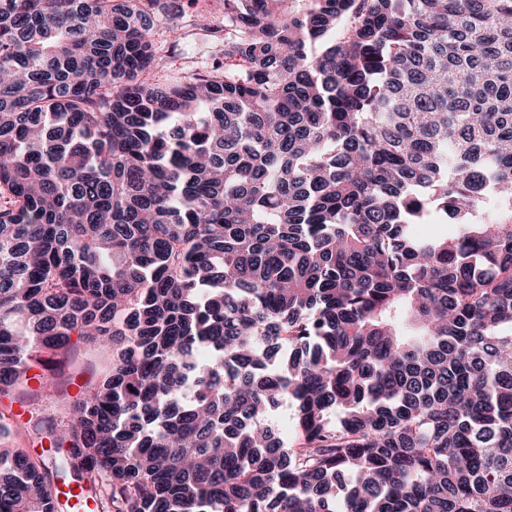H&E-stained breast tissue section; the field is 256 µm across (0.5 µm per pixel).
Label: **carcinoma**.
<instances>
[{"label":"carcinoma","instance_id":"cac0c4a2","mask_svg":"<svg viewBox=\"0 0 512 512\" xmlns=\"http://www.w3.org/2000/svg\"><path fill=\"white\" fill-rule=\"evenodd\" d=\"M198 2L0 0V398L112 349L47 425L112 512H512V0H224L137 81ZM186 26L181 36L168 29L164 20L155 21L150 31L156 49L155 64L138 78L148 82L188 80L202 72L221 54V46L210 36ZM76 348L79 351V358L71 371V391L69 385L67 387V393L71 398H75L79 393L74 388L78 381L82 386L91 378L97 380L111 363L108 354L99 344L79 342L76 344Z\"/></svg>","mask_w":512,"mask_h":512}]
</instances>
